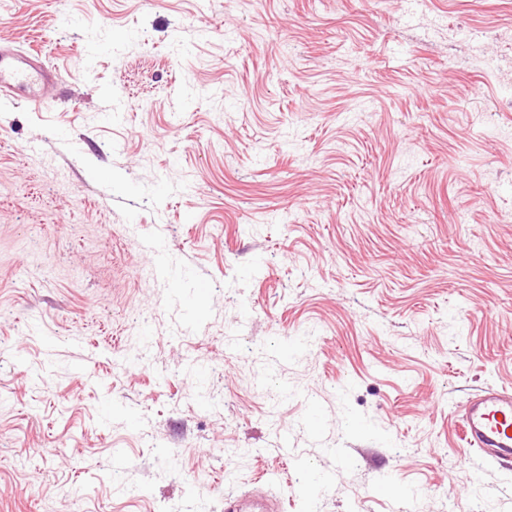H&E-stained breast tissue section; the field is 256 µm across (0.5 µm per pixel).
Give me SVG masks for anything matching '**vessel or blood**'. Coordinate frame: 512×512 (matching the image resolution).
Returning <instances> with one entry per match:
<instances>
[{"instance_id":"1","label":"vessel or blood","mask_w":512,"mask_h":512,"mask_svg":"<svg viewBox=\"0 0 512 512\" xmlns=\"http://www.w3.org/2000/svg\"><path fill=\"white\" fill-rule=\"evenodd\" d=\"M54 78L40 51L20 55L0 47V93L39 106L43 87ZM464 441L469 448L498 464L512 463V392L485 389L471 397L464 411ZM279 504L226 498L224 512H279Z\"/></svg>"}]
</instances>
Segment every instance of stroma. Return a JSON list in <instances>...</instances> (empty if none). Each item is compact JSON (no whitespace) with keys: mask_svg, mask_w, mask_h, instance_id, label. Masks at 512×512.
Here are the masks:
<instances>
[{"mask_svg":"<svg viewBox=\"0 0 512 512\" xmlns=\"http://www.w3.org/2000/svg\"><path fill=\"white\" fill-rule=\"evenodd\" d=\"M0 45L56 72L0 95V512H512L461 437L512 390V0H0ZM261 507V508H257ZM278 503H264L259 501L247 500L243 497L225 498V512H276L279 511Z\"/></svg>","mask_w":512,"mask_h":512,"instance_id":"35a3bbf8","label":"stroma"}]
</instances>
